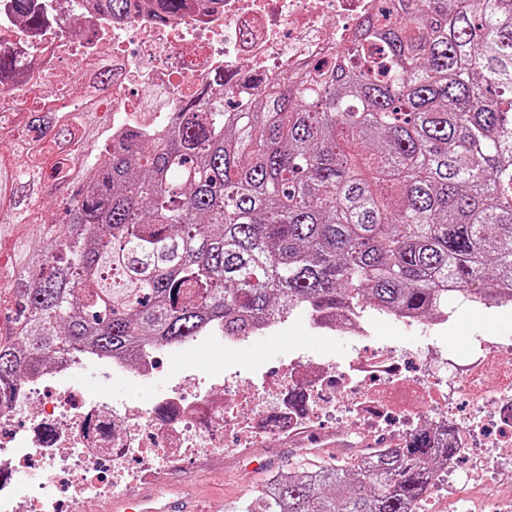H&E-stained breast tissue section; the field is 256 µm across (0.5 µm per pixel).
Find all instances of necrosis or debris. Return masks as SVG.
I'll return each mask as SVG.
<instances>
[{
	"instance_id": "4bbe7bcc",
	"label": "necrosis or debris",
	"mask_w": 512,
	"mask_h": 512,
	"mask_svg": "<svg viewBox=\"0 0 512 512\" xmlns=\"http://www.w3.org/2000/svg\"><path fill=\"white\" fill-rule=\"evenodd\" d=\"M10 2L0 0V38L28 77L0 90V120L35 94L51 90L66 99L69 86L108 64L117 79L88 103L105 115L106 137L164 127L165 116L202 90L218 97L230 91L245 104L284 72L329 58L377 7L376 0H224L220 8L161 24L145 8L110 20L95 0H33L43 24L32 32ZM79 29L91 37L75 52ZM218 72L221 88L211 79ZM141 85L162 96V105L128 107ZM335 321L353 345L347 371L296 356L283 366L281 384L245 406L229 380L201 388L185 377L147 405L70 382L76 372L94 369L147 383L166 357L192 351L189 343L146 349L132 360L90 350L52 360L0 402V512H86L91 501L163 479L182 460L223 456L225 434L244 452L294 436L329 412L362 429L396 433L413 424L417 401L431 424L447 432L455 460L465 463L451 482L458 499L471 484L512 468V336L480 337L462 356L428 346L415 358L420 377L407 381L394 346L364 353L361 345L371 339L364 322L348 311ZM35 462L43 484L19 486V475Z\"/></svg>"
}]
</instances>
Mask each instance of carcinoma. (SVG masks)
<instances>
[{"instance_id":"cac0c4a2","label":"carcinoma","mask_w":512,"mask_h":512,"mask_svg":"<svg viewBox=\"0 0 512 512\" xmlns=\"http://www.w3.org/2000/svg\"><path fill=\"white\" fill-rule=\"evenodd\" d=\"M156 2L166 22L199 0ZM22 79L0 47V85ZM100 125L43 108L0 125V260L25 313L0 332L3 399L85 345L108 356L212 324L252 336L297 309L432 319L450 297L512 296V0H386L331 59L234 112L191 97L164 135L124 132L85 176L74 148ZM48 193L59 222L37 224ZM453 452L423 425L366 468L278 472L236 512H414Z\"/></svg>"}]
</instances>
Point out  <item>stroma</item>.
Wrapping results in <instances>:
<instances>
[{"label": "stroma", "instance_id": "35a3bbf8", "mask_svg": "<svg viewBox=\"0 0 512 512\" xmlns=\"http://www.w3.org/2000/svg\"><path fill=\"white\" fill-rule=\"evenodd\" d=\"M367 324L377 342L396 344L410 352L430 344L462 352L467 350L472 337L490 331L512 336V308L485 314L473 304L462 303L453 305L444 326L426 322L409 324L386 315L369 317ZM295 349L330 360L342 370L347 368L350 358V344L344 334L337 330H316L303 312L296 311L279 331L231 348L211 347L204 353L164 364L154 385L143 387L132 381L115 380L109 389L113 399L148 402L177 374L194 376L204 373L220 378L224 373L233 372L239 379L248 380L250 392L256 395L262 391L264 378L279 376L289 353ZM341 427V422L322 419L308 426L298 438L275 441L244 455L228 456L212 463L191 462L169 471L166 480L183 497L201 504L206 512H233L240 502L258 497L275 473L325 457L349 462L351 452L339 454L335 449L322 448L311 442L313 436L331 434Z\"/></svg>", "mask_w": 512, "mask_h": 512}]
</instances>
